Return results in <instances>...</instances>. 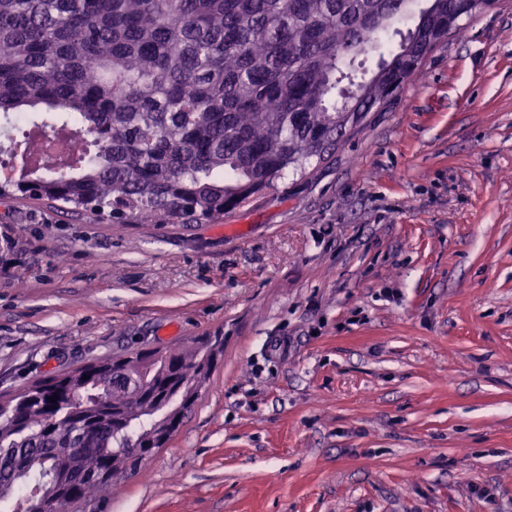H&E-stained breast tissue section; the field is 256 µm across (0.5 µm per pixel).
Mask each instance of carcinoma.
<instances>
[{"mask_svg": "<svg viewBox=\"0 0 512 512\" xmlns=\"http://www.w3.org/2000/svg\"><path fill=\"white\" fill-rule=\"evenodd\" d=\"M415 0H0V128L21 133L0 196L114 224L219 223L287 170L305 175L471 16L429 0L389 58L344 67ZM347 86L340 87L342 82ZM67 131L59 161L34 132ZM221 343L150 349L49 374L0 401V503L77 512L165 447ZM56 398V402L48 398Z\"/></svg>", "mask_w": 512, "mask_h": 512, "instance_id": "carcinoma-1", "label": "carcinoma"}]
</instances>
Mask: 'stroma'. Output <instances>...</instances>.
I'll return each instance as SVG.
<instances>
[{
  "mask_svg": "<svg viewBox=\"0 0 512 512\" xmlns=\"http://www.w3.org/2000/svg\"><path fill=\"white\" fill-rule=\"evenodd\" d=\"M462 24L220 223L0 197V394L224 338L169 445L80 512H512V0Z\"/></svg>",
  "mask_w": 512,
  "mask_h": 512,
  "instance_id": "obj_1",
  "label": "stroma"
}]
</instances>
